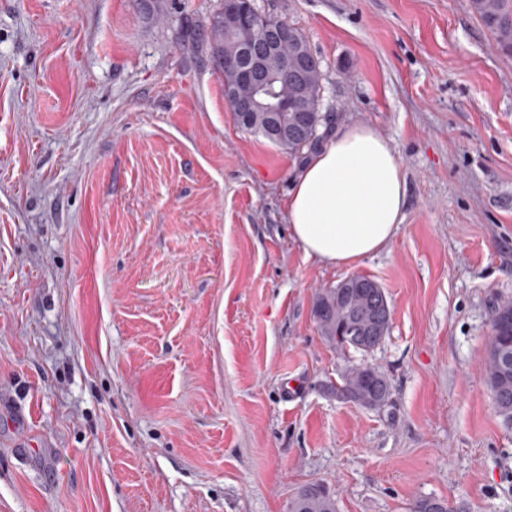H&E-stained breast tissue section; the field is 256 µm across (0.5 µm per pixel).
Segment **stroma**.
<instances>
[{"instance_id": "1", "label": "stroma", "mask_w": 512, "mask_h": 512, "mask_svg": "<svg viewBox=\"0 0 512 512\" xmlns=\"http://www.w3.org/2000/svg\"><path fill=\"white\" fill-rule=\"evenodd\" d=\"M224 0H0V512H512L491 308L512 297V54L470 0H255L305 37L328 130L393 146L407 207L351 266L289 232L304 163L240 127ZM363 275L372 352L317 330ZM382 371L379 410L336 387ZM342 282L316 293L313 317L321 335L336 349L368 353L389 333L391 310L386 294L383 290L382 298L366 288H341ZM288 512H336V502L320 485H307L289 501Z\"/></svg>"}]
</instances>
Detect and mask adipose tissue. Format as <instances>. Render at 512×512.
Instances as JSON below:
<instances>
[{
  "instance_id": "obj_1",
  "label": "adipose tissue",
  "mask_w": 512,
  "mask_h": 512,
  "mask_svg": "<svg viewBox=\"0 0 512 512\" xmlns=\"http://www.w3.org/2000/svg\"><path fill=\"white\" fill-rule=\"evenodd\" d=\"M406 206V181L390 142L366 125L342 127L293 177L288 223L306 257L350 265L391 242Z\"/></svg>"
}]
</instances>
